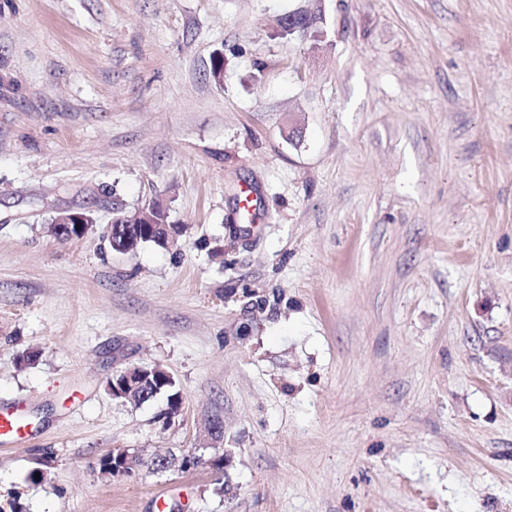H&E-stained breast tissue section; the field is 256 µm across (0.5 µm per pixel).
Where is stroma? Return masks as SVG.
<instances>
[{"instance_id":"1","label":"stroma","mask_w":512,"mask_h":512,"mask_svg":"<svg viewBox=\"0 0 512 512\" xmlns=\"http://www.w3.org/2000/svg\"><path fill=\"white\" fill-rule=\"evenodd\" d=\"M300 10L324 41L277 36ZM152 202L175 245L112 253L113 206ZM76 208L88 234L52 235ZM133 365L175 422L112 398ZM15 404L2 506L512 512V0H0ZM117 448L200 461L109 480Z\"/></svg>"}]
</instances>
